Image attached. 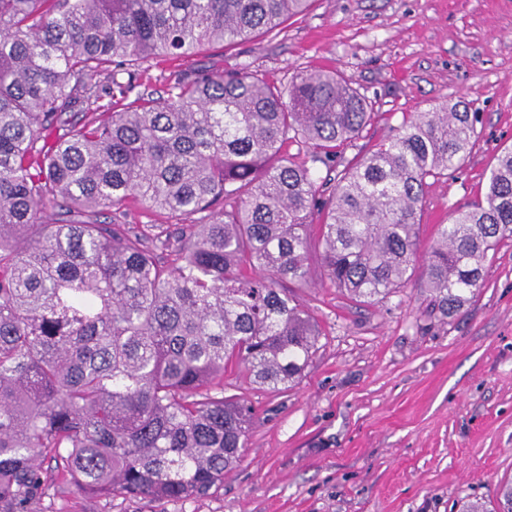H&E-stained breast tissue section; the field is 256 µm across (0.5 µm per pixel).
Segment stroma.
I'll list each match as a JSON object with an SVG mask.
<instances>
[{"mask_svg":"<svg viewBox=\"0 0 512 512\" xmlns=\"http://www.w3.org/2000/svg\"><path fill=\"white\" fill-rule=\"evenodd\" d=\"M242 64L275 81L331 69L359 88L377 117L348 158L416 113L468 103L479 136L461 168L427 190L424 249L453 210L483 195L512 145V0H313L280 33L145 61L137 90L160 94L184 75ZM296 294L321 333L317 350L279 392L250 383L244 366L225 371V394L252 407L254 424L223 487L178 501L66 487L52 512H458L464 500L495 501L512 478V240L447 319L419 278L359 303L316 268Z\"/></svg>","mask_w":512,"mask_h":512,"instance_id":"stroma-1","label":"stroma"}]
</instances>
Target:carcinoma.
<instances>
[{
	"mask_svg": "<svg viewBox=\"0 0 512 512\" xmlns=\"http://www.w3.org/2000/svg\"><path fill=\"white\" fill-rule=\"evenodd\" d=\"M310 0H0V512H50L63 485L97 499L203 497L244 457L252 409L224 396L236 362L277 389L320 332L290 288L318 262L350 298L382 301L422 273L446 317L512 239V147L482 198L419 259L429 180L462 164L459 100L420 112L352 160L374 117L335 72L271 82L201 70L158 97L131 67L279 33ZM128 80H117V68ZM301 143L305 158L288 156ZM135 201L193 224L150 236L80 219ZM66 217L43 221L48 204ZM512 512V484L494 506Z\"/></svg>",
	"mask_w": 512,
	"mask_h": 512,
	"instance_id": "1",
	"label": "carcinoma"
}]
</instances>
